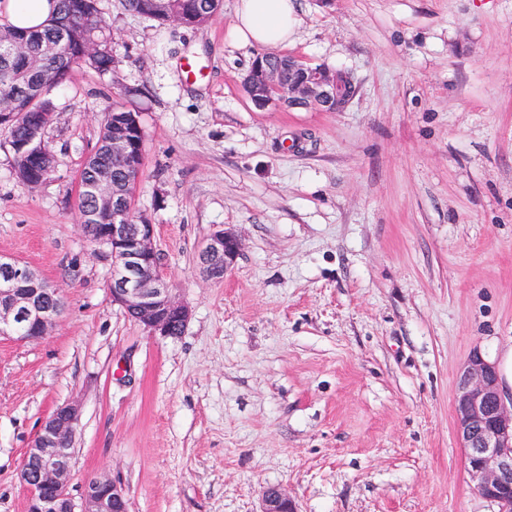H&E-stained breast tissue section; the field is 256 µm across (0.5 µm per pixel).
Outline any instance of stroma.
Returning <instances> with one entry per match:
<instances>
[{
	"label": "stroma",
	"instance_id": "stroma-1",
	"mask_svg": "<svg viewBox=\"0 0 512 512\" xmlns=\"http://www.w3.org/2000/svg\"><path fill=\"white\" fill-rule=\"evenodd\" d=\"M287 52L352 73L342 112L256 107L237 0L185 28L99 8L112 70L52 92V176L0 145V254L60 288L49 336L0 337V512L42 420L79 399L72 488L100 473L129 512H497L457 439L459 370L480 349L512 398V0H297ZM197 64L195 75L182 67ZM138 112L135 213L191 318L150 335L108 294L112 259L79 227L104 112ZM243 248L223 281L198 250ZM242 247L237 234L221 225L205 240L198 253L197 272L208 280L224 279L235 265ZM257 512H298L294 499L278 485L264 487Z\"/></svg>",
	"mask_w": 512,
	"mask_h": 512
}]
</instances>
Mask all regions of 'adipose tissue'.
Instances as JSON below:
<instances>
[{
	"label": "adipose tissue",
	"mask_w": 512,
	"mask_h": 512,
	"mask_svg": "<svg viewBox=\"0 0 512 512\" xmlns=\"http://www.w3.org/2000/svg\"><path fill=\"white\" fill-rule=\"evenodd\" d=\"M49 0H0V12L19 29L40 28ZM300 19L294 0H239L229 40L239 46L285 49L296 37Z\"/></svg>",
	"instance_id": "ef3b65f1"
}]
</instances>
